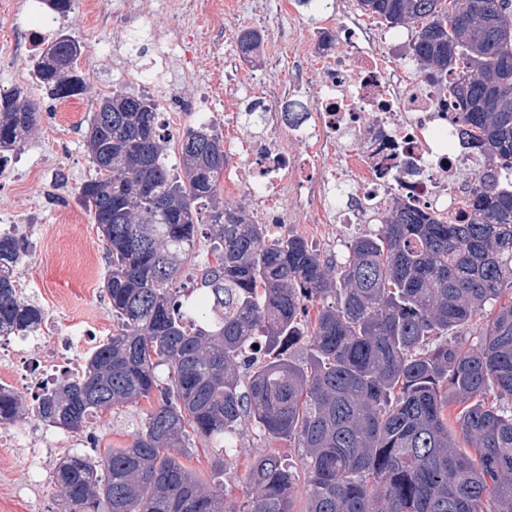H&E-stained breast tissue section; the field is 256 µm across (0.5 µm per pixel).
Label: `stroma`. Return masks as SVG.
I'll return each instance as SVG.
<instances>
[{"instance_id":"stroma-1","label":"stroma","mask_w":512,"mask_h":512,"mask_svg":"<svg viewBox=\"0 0 512 512\" xmlns=\"http://www.w3.org/2000/svg\"><path fill=\"white\" fill-rule=\"evenodd\" d=\"M152 2L154 11L149 19L119 23L103 32L84 23V0H75L64 26L82 46L78 68L95 69L100 79L88 83L83 95L60 102L34 90L44 115L38 129L13 155V165L24 177L8 188H0V214H9L13 223L31 225L36 242L34 255L21 262L28 280L26 296L44 312L53 314L62 332L68 334L87 331L95 336H108L116 326L102 288L108 267L105 244L90 212L78 200L76 189L94 175L84 145L89 113L101 95L124 85L123 65H145L158 56L164 27L176 21L180 13L182 0ZM235 2V9L224 15V41L216 52H194L187 62H170L161 73L163 82H176L182 67L191 68V81L178 87L179 96L186 102H194L203 90L216 84L220 87L217 110L233 112L238 99L252 91L250 73H241L234 87L225 78V63L235 62L239 57L238 36L242 30L261 31L259 49L253 58L255 68H262L267 57L274 56L286 70L290 67L289 34L309 33L326 25L324 18L300 6L299 0H290L287 11L270 15L260 23L251 13L249 0ZM16 23L14 15L0 13V89L32 75L28 64L4 51ZM105 39L112 42L113 54L109 57L99 50L100 41ZM45 192L58 194V204L43 210L32 209V201ZM276 230L282 236L303 237L322 254L340 255L351 237L367 232L368 227L323 226L300 212L294 223L277 225ZM155 404L151 398L90 417L87 430L96 437L98 452L125 447L136 421L142 420ZM269 451L289 465L300 463L301 451L294 442L270 440L258 428H248L239 451L232 454L224 469V491L228 497L244 501L245 474L256 456ZM0 512H61L54 482L30 486L24 449L0 447Z\"/></svg>"}]
</instances>
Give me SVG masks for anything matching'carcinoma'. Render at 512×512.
<instances>
[{"label":"carcinoma","instance_id":"1","mask_svg":"<svg viewBox=\"0 0 512 512\" xmlns=\"http://www.w3.org/2000/svg\"><path fill=\"white\" fill-rule=\"evenodd\" d=\"M358 6L414 28L416 72L448 90L458 135L498 175L475 177L468 223L396 202L338 260L223 208L215 128L182 133L175 171L157 100L123 88L100 98L85 135L95 176L78 194L105 241L117 325L39 404L0 386V424L34 411L80 432L91 416L159 399L126 447L59 460L63 512H294L300 480L306 512H512V0ZM80 54L62 30L37 59L50 99L85 91ZM41 112L26 87L0 92V161ZM204 209L215 263L181 296ZM21 254L0 236V336L43 322L12 279ZM303 338L308 359L285 357ZM258 342L261 363L248 357ZM245 422L303 453L298 471L256 457L239 508L224 497V466ZM196 439L214 449L207 480L182 462Z\"/></svg>","mask_w":512,"mask_h":512}]
</instances>
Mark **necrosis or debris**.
<instances>
[{
  "label": "necrosis or debris",
  "instance_id": "1",
  "mask_svg": "<svg viewBox=\"0 0 512 512\" xmlns=\"http://www.w3.org/2000/svg\"><path fill=\"white\" fill-rule=\"evenodd\" d=\"M309 4L336 27L312 41L293 39L289 75L265 72L250 101L261 113V133L239 137L237 114L225 116V151L232 160L224 172L225 191L245 197L265 224L288 223L296 210L320 224H371L398 199L445 223H467L471 186L461 175L466 170L485 174L487 165L456 134L452 113L442 109L444 90L397 64L389 45L401 40V33L366 22L350 0ZM201 10L210 17L204 47L219 45L223 0H186L165 37L163 61L180 58L182 34ZM27 13L29 22L12 45L18 55L36 53L57 23L46 0H30ZM316 56L325 62V90L306 99L302 88ZM299 143L308 144L306 153L296 152ZM325 158L339 161L337 179L353 191L347 202L329 204L325 181L315 178L313 169ZM57 332L54 325L41 329L38 339L46 344L42 359L29 360L25 338L1 352L6 366L0 377L32 386L38 397L62 370L77 371L75 342L57 343ZM36 430L27 456L41 477L57 449L86 443L84 437L60 435L42 422Z\"/></svg>",
  "mask_w": 512,
  "mask_h": 512
}]
</instances>
